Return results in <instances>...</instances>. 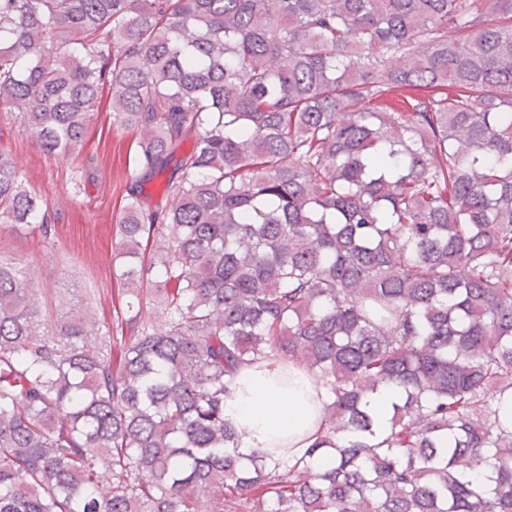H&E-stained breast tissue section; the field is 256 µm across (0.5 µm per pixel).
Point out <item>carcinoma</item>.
<instances>
[{
  "mask_svg": "<svg viewBox=\"0 0 512 512\" xmlns=\"http://www.w3.org/2000/svg\"><path fill=\"white\" fill-rule=\"evenodd\" d=\"M106 91L115 334L40 331L0 258V512H512V0H0V116L47 157ZM0 220L54 234L2 151ZM263 362L328 389L292 466L224 420ZM398 402V395L392 390H381L370 399V409L378 422L377 434L381 435L388 425L392 414L393 403Z\"/></svg>",
  "mask_w": 512,
  "mask_h": 512,
  "instance_id": "1",
  "label": "carcinoma"
}]
</instances>
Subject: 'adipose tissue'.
Segmentation results:
<instances>
[{"label":"adipose tissue","mask_w":512,"mask_h":512,"mask_svg":"<svg viewBox=\"0 0 512 512\" xmlns=\"http://www.w3.org/2000/svg\"><path fill=\"white\" fill-rule=\"evenodd\" d=\"M326 393L301 367H248L224 403V418L241 430V445L281 460L301 457L320 429Z\"/></svg>","instance_id":"adipose-tissue-1"}]
</instances>
